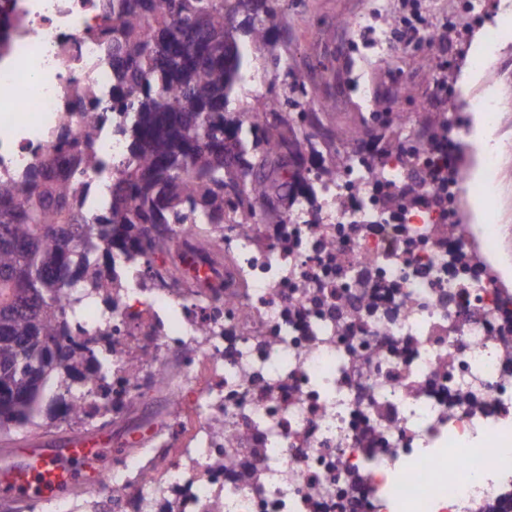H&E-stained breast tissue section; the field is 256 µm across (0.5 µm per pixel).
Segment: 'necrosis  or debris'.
I'll use <instances>...</instances> for the list:
<instances>
[{
    "label": "necrosis or debris",
    "instance_id": "1",
    "mask_svg": "<svg viewBox=\"0 0 512 512\" xmlns=\"http://www.w3.org/2000/svg\"><path fill=\"white\" fill-rule=\"evenodd\" d=\"M0 174L33 165L85 86L98 149L112 133V60L102 0H0ZM405 149L343 160L335 183L281 223L225 225L210 238L173 224L171 259L116 257L106 325L112 406L82 402L113 437L160 400L166 440L116 449L89 512H512V288L475 232L464 171L431 180L440 153L416 129ZM423 178L427 205L405 187ZM200 253L206 280L177 271ZM195 418L189 439L177 424Z\"/></svg>",
    "mask_w": 512,
    "mask_h": 512
}]
</instances>
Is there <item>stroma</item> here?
Here are the masks:
<instances>
[{"mask_svg":"<svg viewBox=\"0 0 512 512\" xmlns=\"http://www.w3.org/2000/svg\"><path fill=\"white\" fill-rule=\"evenodd\" d=\"M464 0H416L422 16L433 28L452 24L466 30L467 41L449 36L421 65L419 53L407 43L396 45L398 63L387 67L379 48L364 38L362 29L397 26L398 0H288V11L273 33V52L255 53L251 73L255 78L242 94L243 105L259 108L268 89L290 91L293 85L307 91L311 112L309 130L323 141L322 155L308 158L311 170L339 166L347 151L368 154L389 150L385 120L387 113L442 111L453 103L466 127L458 146L461 162L473 183L486 179L496 182L492 196L471 194L470 206L475 218L492 212L504 232L491 258L502 277L512 282V13L500 10L498 0H474V11H467ZM506 33L501 52L511 61L502 65L490 61L475 68L474 57L483 49L487 30ZM280 65H273L272 55ZM451 75L454 98L441 95L436 79ZM498 92L496 124L500 130L501 157L495 171L482 161L485 124L480 94L485 85ZM342 126H355L359 140L339 141L332 133ZM86 425L42 413L37 425L0 432V448H32L86 432Z\"/></svg>","mask_w":512,"mask_h":512,"instance_id":"stroma-1","label":"stroma"}]
</instances>
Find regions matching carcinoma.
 Listing matches in <instances>:
<instances>
[{"instance_id": "1", "label": "carcinoma", "mask_w": 512, "mask_h": 512, "mask_svg": "<svg viewBox=\"0 0 512 512\" xmlns=\"http://www.w3.org/2000/svg\"><path fill=\"white\" fill-rule=\"evenodd\" d=\"M112 29V109L122 114L123 158L112 201L84 208L76 174L101 173L93 117L67 113L54 145L34 166L0 177V430L20 428L50 406L81 418L80 396L100 380L94 346L75 337L81 287L112 305L114 256L151 261L168 249L166 226L190 214L208 237L228 218L241 226L273 202L291 207L338 171L310 174L300 138L303 87H291L292 117L273 91L259 110L231 108L252 55L288 0H104Z\"/></svg>"}]
</instances>
